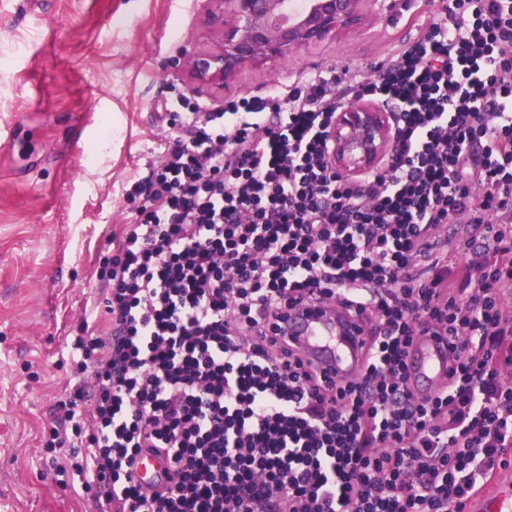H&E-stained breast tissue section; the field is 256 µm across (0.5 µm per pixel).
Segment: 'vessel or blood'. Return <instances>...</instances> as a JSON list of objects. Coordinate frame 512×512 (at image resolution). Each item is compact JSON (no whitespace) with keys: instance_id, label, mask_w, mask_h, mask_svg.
I'll return each instance as SVG.
<instances>
[{"instance_id":"1","label":"vessel or blood","mask_w":512,"mask_h":512,"mask_svg":"<svg viewBox=\"0 0 512 512\" xmlns=\"http://www.w3.org/2000/svg\"><path fill=\"white\" fill-rule=\"evenodd\" d=\"M290 343L314 366L339 383L355 381L367 363L368 333L357 317L340 304H305L286 309L280 322ZM407 387L420 400L434 397L448 384L454 366L443 336L415 337L407 355ZM165 456L147 453L139 459L135 476L143 486L167 482ZM465 512H512V468L497 470L490 489L467 500Z\"/></svg>"}]
</instances>
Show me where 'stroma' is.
Returning <instances> with one entry per match:
<instances>
[{
  "label": "stroma",
  "mask_w": 512,
  "mask_h": 512,
  "mask_svg": "<svg viewBox=\"0 0 512 512\" xmlns=\"http://www.w3.org/2000/svg\"><path fill=\"white\" fill-rule=\"evenodd\" d=\"M206 0H0V512H84L40 442L74 379L70 342L100 289V261L130 219L124 191L146 173L167 100L214 109L336 72L374 79L418 36L425 0L381 15L275 68L247 66L224 90L197 87Z\"/></svg>",
  "instance_id": "obj_1"
}]
</instances>
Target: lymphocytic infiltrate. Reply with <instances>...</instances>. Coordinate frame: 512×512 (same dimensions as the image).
Wrapping results in <instances>:
<instances>
[{"label":"lymphocytic infiltrate","instance_id":"obj_1","mask_svg":"<svg viewBox=\"0 0 512 512\" xmlns=\"http://www.w3.org/2000/svg\"><path fill=\"white\" fill-rule=\"evenodd\" d=\"M340 82L166 103L112 238L111 325L81 316L79 380L43 433L90 512H463L512 449V0H446L355 85L397 124L361 181L328 159ZM450 224L468 227L460 263L430 256ZM298 296L365 321L359 381L330 383L280 339ZM426 331L455 368L420 401L406 354ZM145 452L170 461L162 489L132 478Z\"/></svg>","mask_w":512,"mask_h":512}]
</instances>
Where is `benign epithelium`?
<instances>
[{
    "label": "benign epithelium",
    "instance_id": "7a95c632",
    "mask_svg": "<svg viewBox=\"0 0 512 512\" xmlns=\"http://www.w3.org/2000/svg\"><path fill=\"white\" fill-rule=\"evenodd\" d=\"M215 26L212 41L188 57L199 87L222 86L246 65L283 64L298 51L357 27L379 15L378 0H208ZM395 127L375 101L342 106L328 127L336 172L354 180L382 166Z\"/></svg>",
    "mask_w": 512,
    "mask_h": 512
}]
</instances>
